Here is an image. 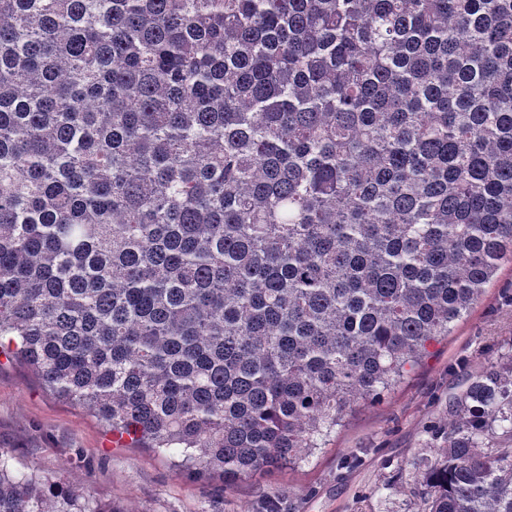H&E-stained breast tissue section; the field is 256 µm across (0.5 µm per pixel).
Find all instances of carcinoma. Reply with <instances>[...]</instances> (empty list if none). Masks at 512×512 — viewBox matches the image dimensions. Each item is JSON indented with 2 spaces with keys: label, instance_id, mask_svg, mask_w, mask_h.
Listing matches in <instances>:
<instances>
[{
  "label": "carcinoma",
  "instance_id": "obj_1",
  "mask_svg": "<svg viewBox=\"0 0 512 512\" xmlns=\"http://www.w3.org/2000/svg\"><path fill=\"white\" fill-rule=\"evenodd\" d=\"M512 261V0H0V352L180 473L294 466ZM418 512H512V353ZM0 512H133L18 467Z\"/></svg>",
  "mask_w": 512,
  "mask_h": 512
}]
</instances>
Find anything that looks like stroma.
<instances>
[{"mask_svg":"<svg viewBox=\"0 0 512 512\" xmlns=\"http://www.w3.org/2000/svg\"><path fill=\"white\" fill-rule=\"evenodd\" d=\"M512 350V264L405 380L344 417L327 448L225 486L178 474L151 448L116 441L26 363L0 356V448L139 512H416V480L442 442L450 402Z\"/></svg>","mask_w":512,"mask_h":512,"instance_id":"obj_1","label":"stroma"}]
</instances>
